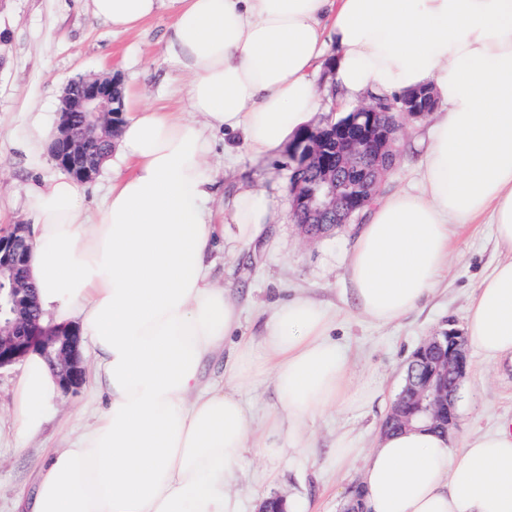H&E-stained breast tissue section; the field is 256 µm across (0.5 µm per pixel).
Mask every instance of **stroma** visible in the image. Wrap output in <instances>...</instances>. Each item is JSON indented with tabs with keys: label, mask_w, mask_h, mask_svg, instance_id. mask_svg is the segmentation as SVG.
Here are the masks:
<instances>
[{
	"label": "stroma",
	"mask_w": 512,
	"mask_h": 512,
	"mask_svg": "<svg viewBox=\"0 0 512 512\" xmlns=\"http://www.w3.org/2000/svg\"><path fill=\"white\" fill-rule=\"evenodd\" d=\"M170 23L164 12L138 30L116 34L93 16L90 0H0V228L26 220L19 200L35 172L24 145L40 125L55 124L71 80L109 75L131 88L139 102L167 112L183 110L190 78L166 56ZM428 127L424 118L405 121L400 152L380 195L415 186L419 146ZM211 162L225 193L251 184L265 191L281 215L258 245L240 254L225 253L217 267L220 282L241 308L242 335L259 334L276 302L307 294L330 314L332 337L348 352L357 379L350 405L318 416L304 447L277 459L249 455L237 485L243 512H257L259 500L268 497L298 499L309 512H341L368 449L381 436V422L400 392L413 353L437 330L463 327L474 288L504 251L492 225H472L458 238L448 272L429 300L401 321L380 325L346 310L352 225L309 239L294 222L290 150L262 160L244 154L230 170L224 167L223 152ZM468 355L470 371L460 384L458 426L452 435L458 443L512 421V368L489 362L473 349ZM21 371L18 363L0 369V512H22L49 455L88 428L98 406L90 383H83L62 394L37 436L17 442L11 423ZM341 446L349 448L351 465L337 464Z\"/></svg>",
	"instance_id": "35a3bbf8"
}]
</instances>
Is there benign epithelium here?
<instances>
[{"label": "benign epithelium", "instance_id": "7a95c632", "mask_svg": "<svg viewBox=\"0 0 512 512\" xmlns=\"http://www.w3.org/2000/svg\"><path fill=\"white\" fill-rule=\"evenodd\" d=\"M109 77L90 76L70 82L57 112L56 133L49 146L55 166L79 183L98 173L89 143L112 148V136L122 122ZM436 106L431 91L422 88L396 100L361 103L335 122L310 129L292 144L296 170L312 180L292 179L290 192L296 222L308 235L347 223L377 196L383 175L398 151L402 120L423 118ZM25 224L0 231V368L18 363L31 351L46 355L59 367L62 388L79 387L85 368L76 331H55L39 324L32 313V282L17 270L30 250ZM411 369L421 371L397 396L381 432L396 422L410 426L421 416L446 431L457 427L456 391L469 369L467 343L451 328L428 337L414 352Z\"/></svg>", "mask_w": 512, "mask_h": 512}]
</instances>
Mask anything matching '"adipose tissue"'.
<instances>
[{
	"mask_svg": "<svg viewBox=\"0 0 512 512\" xmlns=\"http://www.w3.org/2000/svg\"><path fill=\"white\" fill-rule=\"evenodd\" d=\"M114 32L161 11L166 52L191 77L187 109L129 100L91 187L29 180V273L44 326L79 329L102 400L93 424L43 468L27 512H240L248 451L277 458L317 415L347 407L354 372L313 299L279 303L260 339L219 284L215 253L255 245L275 223L265 191L224 197L208 167L216 140L262 158L306 131L314 77L330 67L338 102L429 88L436 100L419 185L378 201L354 235L350 307L378 324L432 295L460 233L490 224L512 253V0H91ZM495 363H512V256L478 284L464 327ZM234 349H226L228 339ZM224 362V382L206 368ZM270 373L276 410L253 439L244 384ZM60 391L29 353L13 430L41 432ZM366 512H512V424L468 436L417 426L382 436L361 469Z\"/></svg>",
	"mask_w": 512,
	"mask_h": 512,
	"instance_id": "ef3b65f1",
	"label": "adipose tissue"
}]
</instances>
